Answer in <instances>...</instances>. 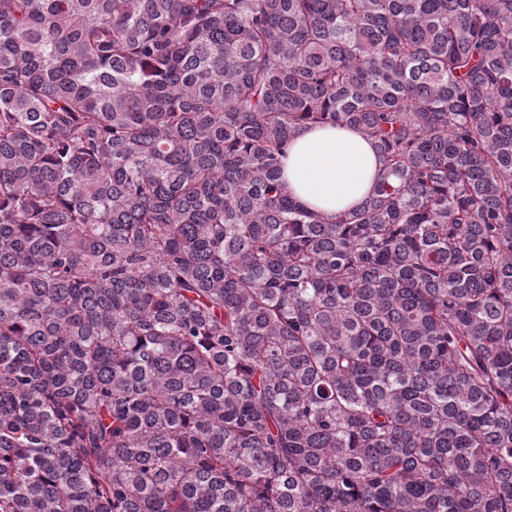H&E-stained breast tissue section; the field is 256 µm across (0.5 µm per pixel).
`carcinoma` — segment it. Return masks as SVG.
<instances>
[{"label":"carcinoma","instance_id":"1","mask_svg":"<svg viewBox=\"0 0 512 512\" xmlns=\"http://www.w3.org/2000/svg\"><path fill=\"white\" fill-rule=\"evenodd\" d=\"M0 512H512V0H0ZM381 162L357 130H302L289 144L283 182L294 199L334 216L358 205L373 187Z\"/></svg>","mask_w":512,"mask_h":512}]
</instances>
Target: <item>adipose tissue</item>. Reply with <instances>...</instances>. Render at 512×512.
Returning <instances> with one entry per match:
<instances>
[{
    "mask_svg": "<svg viewBox=\"0 0 512 512\" xmlns=\"http://www.w3.org/2000/svg\"><path fill=\"white\" fill-rule=\"evenodd\" d=\"M381 162L357 130H302L288 145L283 182L294 199L333 216L358 205L373 187Z\"/></svg>",
    "mask_w": 512,
    "mask_h": 512,
    "instance_id": "ef3b65f1",
    "label": "adipose tissue"
}]
</instances>
